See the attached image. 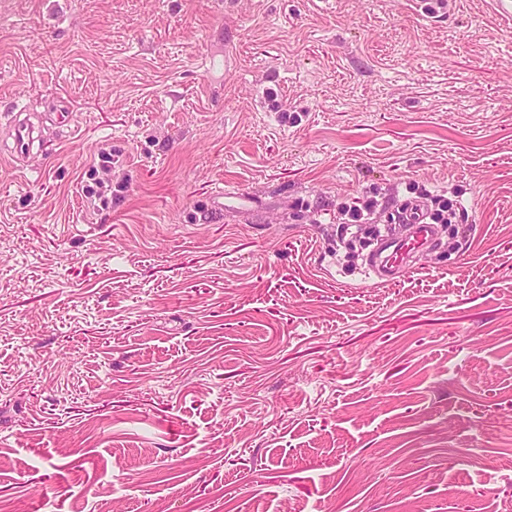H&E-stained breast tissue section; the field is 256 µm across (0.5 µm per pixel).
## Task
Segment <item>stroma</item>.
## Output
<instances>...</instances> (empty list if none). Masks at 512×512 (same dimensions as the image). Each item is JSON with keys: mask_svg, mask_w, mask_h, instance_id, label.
Masks as SVG:
<instances>
[{"mask_svg": "<svg viewBox=\"0 0 512 512\" xmlns=\"http://www.w3.org/2000/svg\"><path fill=\"white\" fill-rule=\"evenodd\" d=\"M18 105L42 144L0 133V512H512L494 0H0ZM218 188L257 204L205 220ZM425 197L455 224L366 277L341 207Z\"/></svg>", "mask_w": 512, "mask_h": 512, "instance_id": "obj_1", "label": "stroma"}]
</instances>
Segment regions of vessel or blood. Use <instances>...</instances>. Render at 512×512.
Returning <instances> with one entry per match:
<instances>
[{
  "label": "vessel or blood",
  "instance_id": "vessel-or-blood-1",
  "mask_svg": "<svg viewBox=\"0 0 512 512\" xmlns=\"http://www.w3.org/2000/svg\"><path fill=\"white\" fill-rule=\"evenodd\" d=\"M10 132L13 140V157L26 155L35 141L34 126L28 119L16 118L11 122ZM233 202L243 208L247 206L249 199L234 192L216 191L212 196L208 213L212 216L223 214ZM425 208L426 203L421 200L399 213L398 221L408 227L409 233L403 238L389 236L382 240L372 262V267L378 275L392 278L406 271L413 255L433 240L436 227L425 222L422 215Z\"/></svg>",
  "mask_w": 512,
  "mask_h": 512
}]
</instances>
